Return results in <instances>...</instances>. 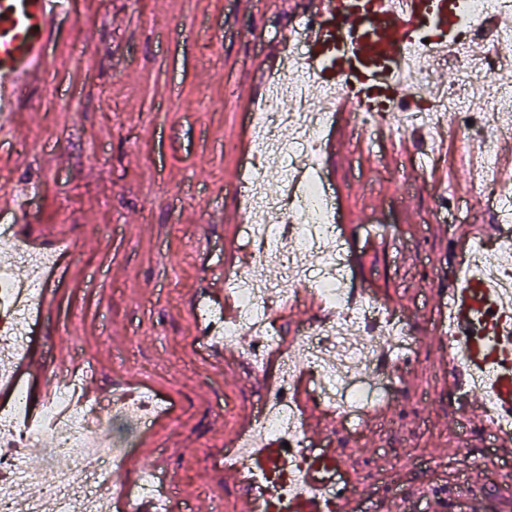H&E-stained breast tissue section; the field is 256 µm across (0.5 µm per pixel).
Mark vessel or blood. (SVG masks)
Instances as JSON below:
<instances>
[{
  "mask_svg": "<svg viewBox=\"0 0 512 512\" xmlns=\"http://www.w3.org/2000/svg\"><path fill=\"white\" fill-rule=\"evenodd\" d=\"M306 6L314 21L300 31L306 49L301 64L321 103L335 98L345 112L374 119L387 118L400 104L414 111L433 106L430 95L407 89L417 57L435 67L461 50L479 58L486 44L476 32L512 26V16L494 12L466 16L464 0H307ZM72 8L73 0H0V135L45 81L55 22ZM29 196L26 189L1 191L0 212L12 223H27ZM449 296L464 359L453 384L480 376L482 397L512 415V303L474 273L461 277ZM251 456L276 476L288 467L278 440L265 441ZM307 458L308 489L289 499L288 512H356L335 451L312 448Z\"/></svg>",
  "mask_w": 512,
  "mask_h": 512,
  "instance_id": "vessel-or-blood-1",
  "label": "vessel or blood"
}]
</instances>
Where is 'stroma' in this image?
<instances>
[{
    "mask_svg": "<svg viewBox=\"0 0 512 512\" xmlns=\"http://www.w3.org/2000/svg\"><path fill=\"white\" fill-rule=\"evenodd\" d=\"M302 0H75L56 21L45 82L19 113L0 161V188L31 189L22 237L73 241L69 273L47 300L30 347L53 385L67 361L93 366L108 398L113 382L137 397L161 392L169 409L150 436L134 434L124 465L105 479L127 484L163 460L176 488L171 512H244V489L225 476L224 443L262 396L271 362L247 360V343L221 353L199 344L210 324L193 313L210 279L249 267L238 229L242 160L256 153L246 129L280 27ZM324 181L342 224L352 287L402 310L419 345L392 400L362 435L347 432L312 398L303 403L325 447L350 460L358 512H429L431 498L472 512H512V477L472 411L461 422L437 329L438 301L455 284L458 247L496 236L491 210L439 222L438 183L466 188L503 139L473 152L433 131L394 123L356 132L339 118L322 133Z\"/></svg>",
    "mask_w": 512,
    "mask_h": 512,
    "instance_id": "35a3bbf8",
    "label": "stroma"
}]
</instances>
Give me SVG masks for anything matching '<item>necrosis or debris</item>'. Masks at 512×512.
<instances>
[{"instance_id": "necrosis-or-debris-1", "label": "necrosis or debris", "mask_w": 512, "mask_h": 512, "mask_svg": "<svg viewBox=\"0 0 512 512\" xmlns=\"http://www.w3.org/2000/svg\"><path fill=\"white\" fill-rule=\"evenodd\" d=\"M299 62L285 55L270 82L266 109L251 113L249 121L264 156L281 163V192L268 195L265 171L251 163L242 196L252 213L243 225L244 240L251 246L254 274L244 278L226 275L224 288L237 305L235 318L217 323V336L225 346L238 344L250 335L254 343L248 354L254 364L277 355L281 369L277 381L267 384L255 410L257 416L242 430L239 447L224 455V462L239 468L259 439L273 436L287 440L288 478L280 485L281 495L291 494L298 472L306 465L303 450L305 407L295 393L300 377H310L315 400L335 413L352 434L362 431L365 417L388 401L394 386L381 363L387 357L409 363L417 339L406 332L403 321L379 325L378 305L357 301L350 295L346 253L339 239L336 212L318 171L316 145L325 113L313 103L315 90L309 79L299 77ZM498 66L494 57L462 59L452 83H436L431 69L420 65L413 72L416 90L433 92L436 105L426 112L399 117V127L421 125L439 134L475 136L495 126L504 136L512 135V92L505 84H493ZM292 129L283 139L281 129ZM479 198L458 199L456 192H439L435 207L445 222L465 220L475 202H482L497 216L502 229L512 228V184L486 176L480 180ZM494 250L484 245L460 251L458 264L467 270H481L495 281L512 283V238L495 240ZM321 256L319 264L308 266L300 257ZM43 257L26 243H18L10 258L0 264V308L11 311L13 324L0 332V369L24 358L27 327L37 308L34 291L17 287L15 267L38 273ZM275 267L280 278L266 281L267 268ZM310 301L319 310L316 322L302 324L294 337L282 340L269 328V303L285 308ZM23 386L13 389L11 404L0 407V512H17L28 489L42 491L44 512H110L99 485L103 470L121 464L130 451L128 444L114 439L110 425L94 418L90 407L76 402L71 390L58 392V408H46L44 420H28ZM51 442L53 457L35 470H24L20 450L37 442ZM88 470V482H76L73 474Z\"/></svg>"}]
</instances>
